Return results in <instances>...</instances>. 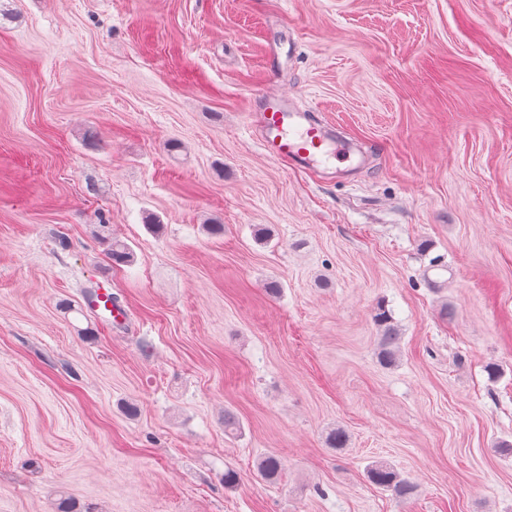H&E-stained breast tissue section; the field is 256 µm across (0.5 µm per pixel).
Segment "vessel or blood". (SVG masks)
Segmentation results:
<instances>
[{
	"mask_svg": "<svg viewBox=\"0 0 512 512\" xmlns=\"http://www.w3.org/2000/svg\"><path fill=\"white\" fill-rule=\"evenodd\" d=\"M258 123L260 144L274 157L314 167L335 155L333 130L316 121L309 111L289 107L283 97L269 98Z\"/></svg>",
	"mask_w": 512,
	"mask_h": 512,
	"instance_id": "1",
	"label": "vessel or blood"
}]
</instances>
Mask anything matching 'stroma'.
I'll return each instance as SVG.
<instances>
[{
    "instance_id": "1",
    "label": "stroma",
    "mask_w": 512,
    "mask_h": 512,
    "mask_svg": "<svg viewBox=\"0 0 512 512\" xmlns=\"http://www.w3.org/2000/svg\"><path fill=\"white\" fill-rule=\"evenodd\" d=\"M266 94L353 154L270 157ZM63 497L512 512V0H0V512ZM375 322L380 330L378 338V358L384 365H392L398 359L401 336L392 325L391 319L384 308H380L375 315ZM372 483L385 487L399 498H410L415 486L409 480L401 478L391 467L384 463L373 465L369 470Z\"/></svg>"
}]
</instances>
